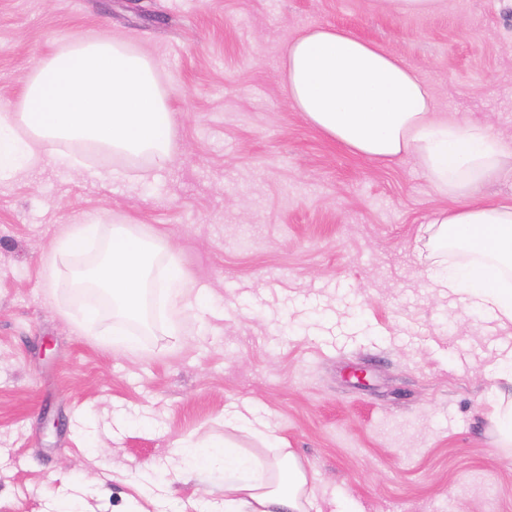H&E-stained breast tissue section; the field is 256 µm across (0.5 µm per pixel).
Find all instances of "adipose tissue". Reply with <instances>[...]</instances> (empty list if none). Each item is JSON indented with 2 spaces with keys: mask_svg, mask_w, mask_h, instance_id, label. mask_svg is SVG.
<instances>
[{
  "mask_svg": "<svg viewBox=\"0 0 512 512\" xmlns=\"http://www.w3.org/2000/svg\"><path fill=\"white\" fill-rule=\"evenodd\" d=\"M281 69L288 102L321 133L372 161L408 157L438 194L452 199L426 230L432 247L449 243L459 261L427 269L435 288L461 308L491 311L512 325V205L478 198L480 185L512 171V144L482 121L434 109L431 89L402 57L350 31L313 26L284 46ZM158 63L126 42L80 38L31 67L16 112L0 116V171L51 163L80 169L89 144L161 167L173 154L176 113L158 79ZM104 215L81 218L52 251L58 261L106 239L103 258L87 271L55 273L52 285L108 291L121 318L143 319V295L160 311L184 301L190 277L175 250L127 227L103 235ZM249 481L224 485V512H308V472L292 451Z\"/></svg>",
  "mask_w": 512,
  "mask_h": 512,
  "instance_id": "adipose-tissue-1",
  "label": "adipose tissue"
}]
</instances>
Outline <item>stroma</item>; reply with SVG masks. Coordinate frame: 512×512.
Segmentation results:
<instances>
[{
	"label": "stroma",
	"instance_id": "stroma-1",
	"mask_svg": "<svg viewBox=\"0 0 512 512\" xmlns=\"http://www.w3.org/2000/svg\"><path fill=\"white\" fill-rule=\"evenodd\" d=\"M350 30L401 56L436 111L512 143V0L426 15L372 0H0V114L38 58L121 39L159 64L174 155L103 152L102 181L53 165L0 172V512H224L214 443L313 475L310 512H512V447L489 419L512 327L462 310L420 261L449 200L417 163L356 156L288 103L281 50L299 29ZM104 212L169 242L191 276L140 350L112 312L51 292L47 255ZM261 423L265 438L239 417ZM196 446L184 463L181 445Z\"/></svg>",
	"mask_w": 512,
	"mask_h": 512
}]
</instances>
